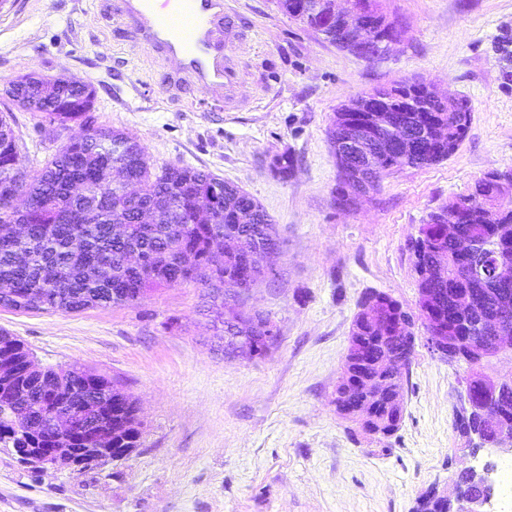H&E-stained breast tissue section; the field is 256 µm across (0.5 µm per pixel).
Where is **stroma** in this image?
I'll return each instance as SVG.
<instances>
[{
	"mask_svg": "<svg viewBox=\"0 0 512 512\" xmlns=\"http://www.w3.org/2000/svg\"><path fill=\"white\" fill-rule=\"evenodd\" d=\"M113 0H9L0 10L1 90L19 75L80 77L95 90V127L124 130L154 166L212 172L253 196L281 240L273 279L234 298L278 329L265 356L224 353L223 296L188 282L132 305L76 313L0 306V330L44 367L80 365L137 404L141 448L74 474L40 472L0 449V512H412L430 485L452 488L474 460L453 431L463 368L417 344L399 431L375 439L333 403L364 293L416 311L411 241L429 213L512 166V82L495 54L512 33V0H380L402 27L367 60L280 11L276 0H225L223 101L170 92L174 68L113 18ZM400 80L469 99L471 124L447 160L384 176L352 208L327 130L353 96ZM19 167L40 171L79 123L14 109ZM289 153L288 178L270 170Z\"/></svg>",
	"mask_w": 512,
	"mask_h": 512,
	"instance_id": "35a3bbf8",
	"label": "stroma"
}]
</instances>
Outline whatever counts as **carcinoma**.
<instances>
[{
  "label": "carcinoma",
  "mask_w": 512,
  "mask_h": 512,
  "mask_svg": "<svg viewBox=\"0 0 512 512\" xmlns=\"http://www.w3.org/2000/svg\"><path fill=\"white\" fill-rule=\"evenodd\" d=\"M425 84L400 81L374 89L393 102L410 92L422 91ZM6 93L27 112L45 115L61 125L92 111L94 91L88 83L64 75L46 79L34 73L9 81ZM362 116L342 105L335 113L328 136L336 146L342 122ZM442 119L445 137L436 140L416 138V153L431 157L429 164L448 158L465 138L471 121V107L462 98L456 120L448 122L446 112H389L387 124L420 132L433 119ZM85 136L60 149L52 159L28 178L15 168L18 143L13 135L0 133V304L18 310L75 313L90 307L122 306L137 303L162 286L194 282L214 290L229 278L258 282L262 272L251 263V256L277 246V232L264 208L249 194L223 179L198 169L166 165L151 171L146 148L124 131L95 128L84 124ZM126 144L123 153H112L106 140ZM295 166L284 152L272 161L275 174L285 179ZM140 185L133 197L112 184L113 170ZM490 171L477 179L470 192L428 215L419 229L420 243L427 250L428 269L416 275L418 305L432 308V333L439 336H474L479 316L493 320L502 312L512 319V283L495 280L489 272L479 278H457L454 270L482 259H468L455 244L439 232L448 212L463 211L458 233L464 238L489 244V250L507 259L512 257V206L503 204ZM81 181L87 186L82 197L71 195L70 186ZM17 192L31 201L29 211H10L9 199ZM153 214L149 223L139 214ZM28 228L23 239L12 235V225ZM137 252L142 266L126 263L125 256ZM470 296V306L455 307L459 295ZM366 293L358 302L353 325L360 339L382 357L389 352L405 355L400 372L367 367L365 372L379 379L387 396L359 410L363 393L355 384L351 366L343 369L336 385V400L344 418L358 424L365 433L392 429L404 416V385L408 381L413 351L402 342L375 338L372 314L408 320L402 304L384 295V301L369 303ZM238 324L234 335L243 336L257 355L266 353L264 326L268 316L235 313ZM9 349L19 359L30 357L25 346L0 330V352ZM470 387L482 396L483 406L512 425V391L498 392L495 379L479 369L469 373ZM18 391L12 402L0 401V427L18 428V434L3 442L5 448H25L48 437V415L60 407L83 413L89 406L97 427L116 433L120 448L141 446V422L136 404L112 407V389L117 384L104 375L83 367L56 370L52 367L29 372L22 369Z\"/></svg>",
  "instance_id": "1"
}]
</instances>
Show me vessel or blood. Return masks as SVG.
<instances>
[{"mask_svg": "<svg viewBox=\"0 0 512 512\" xmlns=\"http://www.w3.org/2000/svg\"><path fill=\"white\" fill-rule=\"evenodd\" d=\"M118 16L162 52L184 81L220 97L231 70L224 55V0H122Z\"/></svg>", "mask_w": 512, "mask_h": 512, "instance_id": "1", "label": "vessel or blood"}]
</instances>
